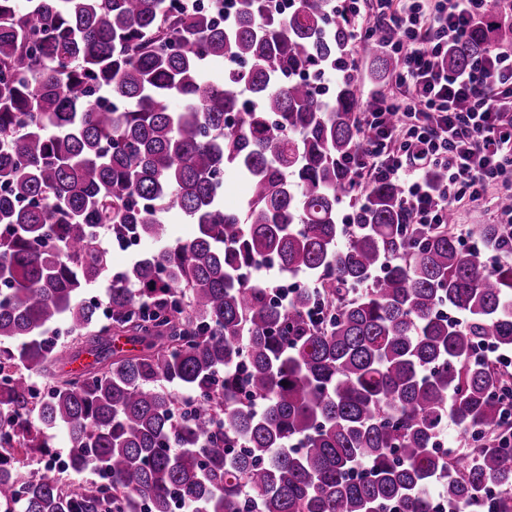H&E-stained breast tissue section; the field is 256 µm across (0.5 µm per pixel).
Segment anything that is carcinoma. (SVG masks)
Wrapping results in <instances>:
<instances>
[{"label":"carcinoma","instance_id":"carcinoma-1","mask_svg":"<svg viewBox=\"0 0 512 512\" xmlns=\"http://www.w3.org/2000/svg\"><path fill=\"white\" fill-rule=\"evenodd\" d=\"M223 9L0 0V512H512V374L481 355L512 351V264L407 223L391 182L346 231L342 160L367 105L349 23L332 0ZM511 38L490 15L440 64ZM365 51L398 68L378 37ZM216 57L239 67L209 77ZM306 68L336 72L331 95L294 79ZM227 169L250 185L239 213ZM170 212L197 235L165 244ZM104 228L157 247L102 309L87 291L109 270ZM479 236L509 248L495 224ZM272 260L312 280L286 306L253 277ZM60 322L69 346L46 336ZM450 422L463 448L442 452ZM56 427L68 470L50 465ZM90 468L107 480H70Z\"/></svg>","mask_w":512,"mask_h":512}]
</instances>
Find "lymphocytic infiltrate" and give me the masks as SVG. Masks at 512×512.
<instances>
[{"label": "lymphocytic infiltrate", "instance_id": "lymphocytic-infiltrate-1", "mask_svg": "<svg viewBox=\"0 0 512 512\" xmlns=\"http://www.w3.org/2000/svg\"><path fill=\"white\" fill-rule=\"evenodd\" d=\"M343 0L353 22L347 54L357 58L366 36L387 31L400 66L389 91L374 94L357 115L361 145L346 165L355 189L394 182L413 224H444L460 202L484 205L512 242V42L499 43L461 70L439 66L449 45L495 13L512 20V0ZM446 174L437 186L426 177Z\"/></svg>", "mask_w": 512, "mask_h": 512}]
</instances>
